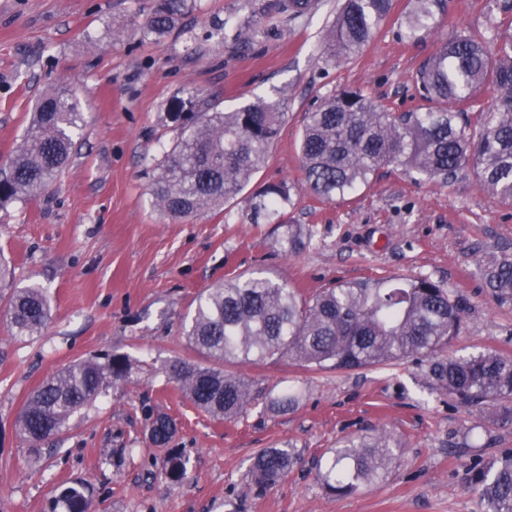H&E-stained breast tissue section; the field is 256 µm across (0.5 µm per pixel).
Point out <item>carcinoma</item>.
I'll use <instances>...</instances> for the list:
<instances>
[{
    "mask_svg": "<svg viewBox=\"0 0 512 512\" xmlns=\"http://www.w3.org/2000/svg\"><path fill=\"white\" fill-rule=\"evenodd\" d=\"M442 0H414L407 17L409 35L429 27ZM187 7V0H155L143 28L163 35ZM392 0H344L327 33L332 56L358 53L389 17ZM460 34L438 46L416 74L425 110L395 112L360 89L326 97L306 114L300 140L304 181L316 196L345 197L390 165L425 180L448 183L468 164L479 172L495 198L512 202V25L493 38ZM494 101L480 113L479 128L463 121V108L481 89ZM200 93L176 97L166 118L180 137L156 165L149 187L153 205L164 216L182 219L220 208L239 194L265 164L283 113L263 101L234 112ZM83 123L79 102L64 87L46 93L36 107L24 141L9 171L0 176V207L54 184L76 150ZM293 186L272 183L251 201L254 214L294 207ZM280 251L292 254L311 238L301 224H286ZM484 284L501 305H512V255L504 254L482 270ZM466 301L431 277L394 275L362 281H338L307 297L288 283L269 277L239 276L200 295L188 344L211 361L201 365L176 356L167 365L183 396L213 419L238 420L262 400L274 412L298 404L295 388L260 389L253 381L224 371L227 362L257 365L286 358L300 366L354 371L409 358L427 362L432 388L472 407L493 423L512 425V356L486 351L453 358L443 354L460 334ZM14 336L41 333L50 304L38 287L16 288L8 298ZM131 364L106 354L76 362L51 375L25 400L16 418L22 440L38 447L62 433L70 420L96 401L109 385L129 381ZM147 439L168 444L175 422L148 413ZM401 442L385 430L337 442L317 479L330 494L344 497L382 482L399 458ZM295 460L293 446L262 448L249 467V484L262 492L279 484ZM186 462L171 454L165 469L182 481ZM482 512H512V449L476 467L473 476ZM83 484L67 487L51 512H89Z\"/></svg>",
    "mask_w": 512,
    "mask_h": 512,
    "instance_id": "cac0c4a2",
    "label": "carcinoma"
}]
</instances>
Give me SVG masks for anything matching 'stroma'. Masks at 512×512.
I'll return each mask as SVG.
<instances>
[{
  "label": "stroma",
  "mask_w": 512,
  "mask_h": 512,
  "mask_svg": "<svg viewBox=\"0 0 512 512\" xmlns=\"http://www.w3.org/2000/svg\"><path fill=\"white\" fill-rule=\"evenodd\" d=\"M152 0H0V172L7 170L36 101L64 86L81 103L78 152L54 185L0 209V512H48L65 488L85 484L93 512H481L472 464L512 448V425H497L432 389L424 362L337 373L303 371L288 360L225 364L258 386L300 389L283 413L249 406L218 423L184 400L164 368L173 357L206 358L183 326L206 288L263 274L312 293L337 281L424 274L464 297V328L453 356L512 355V306L487 292L482 266L512 253V204L465 167L441 185L415 182L402 168L330 201L301 185L297 144L308 108L344 89H362L397 112L420 107L414 76L443 40L512 23V0H447L429 31L411 38L413 0H396L357 56L326 46L340 0H315L292 18L281 0H188L171 32L139 27ZM217 96L225 111L263 98L283 114L266 163L223 211L163 218L149 185L176 138L166 105L187 91ZM295 184L287 215H253L252 194ZM308 226V246H278L284 217ZM42 288L51 318L38 336H12L4 299ZM126 356L131 378L107 387L70 429L29 447L15 427L19 409L43 380L71 363ZM168 414L169 447L145 440L142 405ZM387 429L402 436L401 457L378 486L350 497L316 481L342 436ZM293 444L298 460L274 488L251 489L253 453ZM187 476L164 477L170 449Z\"/></svg>",
  "instance_id": "stroma-1"
}]
</instances>
